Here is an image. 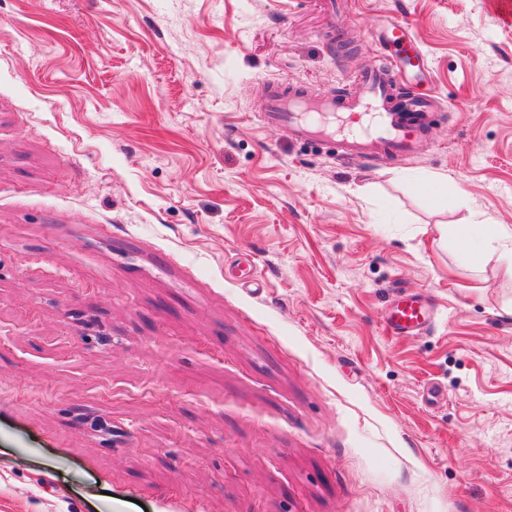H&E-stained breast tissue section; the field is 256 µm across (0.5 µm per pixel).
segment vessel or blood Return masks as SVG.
I'll return each instance as SVG.
<instances>
[{"label": "vessel or blood", "instance_id": "b4317fda", "mask_svg": "<svg viewBox=\"0 0 512 512\" xmlns=\"http://www.w3.org/2000/svg\"><path fill=\"white\" fill-rule=\"evenodd\" d=\"M376 43L386 51L379 64L361 72L355 90L326 93L291 83L262 87V118L287 129L299 141L334 137L344 154L364 158H404L416 152L425 132L431 97L421 83L426 61L406 20L384 24ZM432 320L416 295L401 294L384 320L387 331L405 335L428 328Z\"/></svg>", "mask_w": 512, "mask_h": 512}]
</instances>
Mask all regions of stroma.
Segmentation results:
<instances>
[{
  "instance_id": "1",
  "label": "stroma",
  "mask_w": 512,
  "mask_h": 512,
  "mask_svg": "<svg viewBox=\"0 0 512 512\" xmlns=\"http://www.w3.org/2000/svg\"><path fill=\"white\" fill-rule=\"evenodd\" d=\"M405 19L374 165L264 125ZM512 26L485 0H0V512H512ZM434 312L393 337L400 293ZM481 229L485 234L484 249L474 251L469 246V235L466 231L460 234V245L468 254L471 261L479 263L483 260L487 249L498 251L501 254L510 255L512 257V228L505 224H486L483 222H475L471 224Z\"/></svg>"
}]
</instances>
